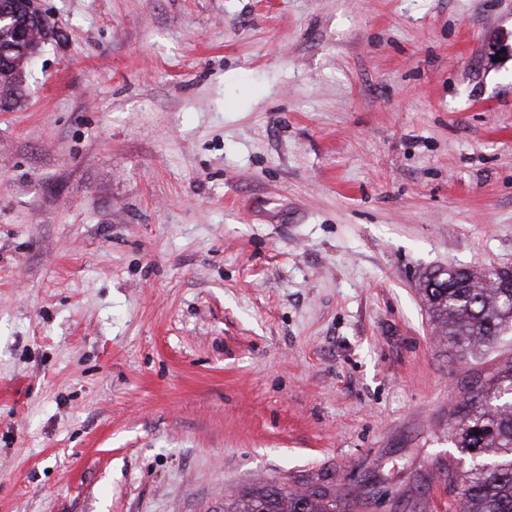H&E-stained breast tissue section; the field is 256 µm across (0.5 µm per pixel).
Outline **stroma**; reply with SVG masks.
I'll return each mask as SVG.
<instances>
[{
  "mask_svg": "<svg viewBox=\"0 0 512 512\" xmlns=\"http://www.w3.org/2000/svg\"><path fill=\"white\" fill-rule=\"evenodd\" d=\"M0 112V512L438 502L479 366L439 266L512 267V0H41ZM35 56L28 54H14L13 62L8 70L0 69V111H9L22 96L26 74ZM315 482L309 479L302 492L261 485L232 496L224 503V512H352L365 505L369 494L347 499L324 483L311 486Z\"/></svg>",
  "mask_w": 512,
  "mask_h": 512,
  "instance_id": "1",
  "label": "stroma"
}]
</instances>
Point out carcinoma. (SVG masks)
<instances>
[{
  "mask_svg": "<svg viewBox=\"0 0 512 512\" xmlns=\"http://www.w3.org/2000/svg\"><path fill=\"white\" fill-rule=\"evenodd\" d=\"M11 8L12 26L0 25V47L9 45L15 30L26 29L37 47L59 39L55 22L24 0H0V10ZM34 57L14 54L8 69H0V111H8L22 96L26 74ZM430 275L439 282L451 279L460 288H422L420 293L440 340L462 358L481 359L512 332V268L503 269L497 285L470 268L440 267ZM448 438L464 468L452 460L444 466L449 485L460 490L448 500V512H512V358L498 361L483 374L476 393H463L450 411ZM367 495L347 499L310 479L302 491L261 485L231 497L224 512H354Z\"/></svg>",
  "mask_w": 512,
  "mask_h": 512,
  "instance_id": "carcinoma-1",
  "label": "carcinoma"
}]
</instances>
